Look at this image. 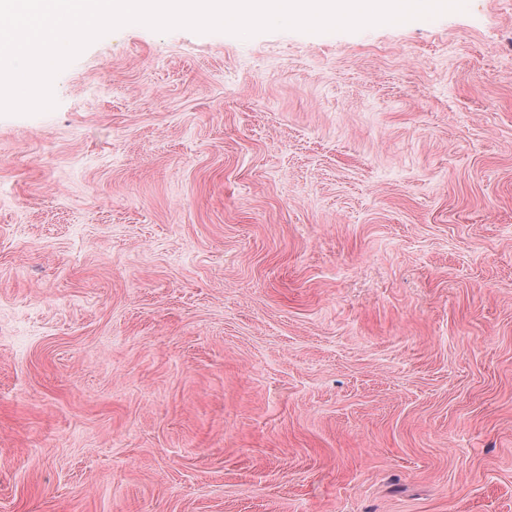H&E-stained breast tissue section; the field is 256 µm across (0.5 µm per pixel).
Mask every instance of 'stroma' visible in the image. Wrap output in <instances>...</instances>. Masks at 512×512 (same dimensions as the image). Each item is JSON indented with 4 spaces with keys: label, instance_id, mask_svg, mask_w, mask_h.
<instances>
[{
    "label": "stroma",
    "instance_id": "1",
    "mask_svg": "<svg viewBox=\"0 0 512 512\" xmlns=\"http://www.w3.org/2000/svg\"><path fill=\"white\" fill-rule=\"evenodd\" d=\"M0 115V512H512V0L126 25Z\"/></svg>",
    "mask_w": 512,
    "mask_h": 512
}]
</instances>
